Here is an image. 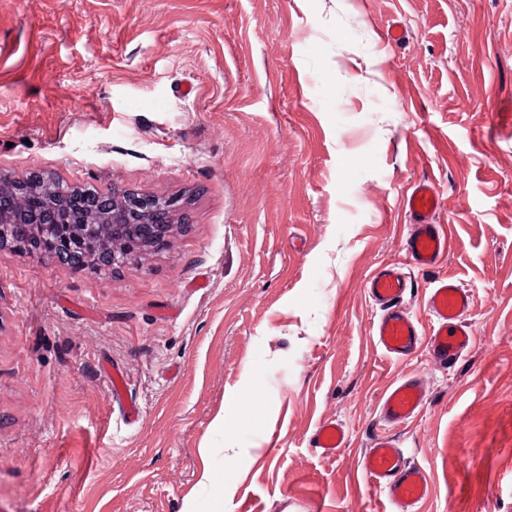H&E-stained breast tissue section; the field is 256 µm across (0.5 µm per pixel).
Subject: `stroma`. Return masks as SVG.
Segmentation results:
<instances>
[{"instance_id":"stroma-1","label":"stroma","mask_w":512,"mask_h":512,"mask_svg":"<svg viewBox=\"0 0 512 512\" xmlns=\"http://www.w3.org/2000/svg\"><path fill=\"white\" fill-rule=\"evenodd\" d=\"M1 173L181 195L189 226L107 275L0 248V512H385V432L430 476L416 512H512V0H0ZM386 264L424 328L435 279L471 292L456 367L377 346ZM407 376L425 404L385 428ZM440 205V192L432 180L414 183L403 199L410 229L403 249L416 268H430L439 263L448 251V236L433 217ZM426 396L424 382L408 377L391 383L379 404V420L387 425H400L414 418L421 410ZM347 430L336 421L321 422L310 436V447L322 454H335L339 449L345 448L347 443Z\"/></svg>"}]
</instances>
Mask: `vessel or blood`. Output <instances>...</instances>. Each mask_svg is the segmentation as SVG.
<instances>
[{"instance_id": "vessel-or-blood-1", "label": "vessel or blood", "mask_w": 512, "mask_h": 512, "mask_svg": "<svg viewBox=\"0 0 512 512\" xmlns=\"http://www.w3.org/2000/svg\"><path fill=\"white\" fill-rule=\"evenodd\" d=\"M439 205V189L429 179L414 183L403 199L410 224L403 249L414 267H433L448 251V237L433 220ZM410 286L408 277L392 265L379 267L367 277L366 293L381 310L373 325L376 344L392 357L410 356L423 346L436 364L454 367L471 343V331L466 322L472 304L468 290L453 278L435 280L425 296L432 318L430 330L425 333L402 306ZM425 396L421 378L408 377L391 383L379 404L380 421L388 425L408 422L421 410ZM346 443V428L333 421L321 422L310 436L311 447L324 454L336 453ZM359 466L384 498L388 512H413L431 492L426 470L408 462L388 437H375Z\"/></svg>"}]
</instances>
